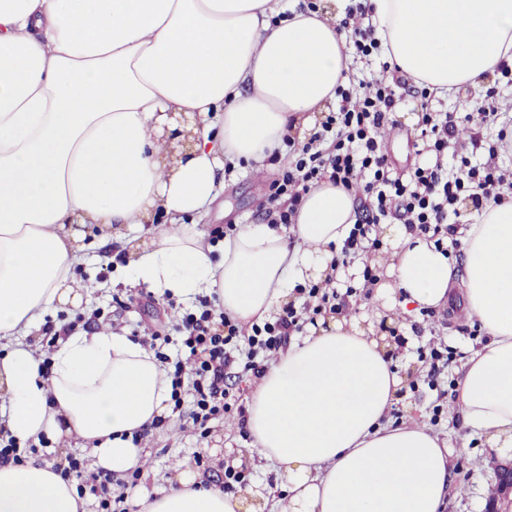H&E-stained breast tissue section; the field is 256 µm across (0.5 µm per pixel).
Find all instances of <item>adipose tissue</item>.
<instances>
[{
    "label": "adipose tissue",
    "mask_w": 512,
    "mask_h": 512,
    "mask_svg": "<svg viewBox=\"0 0 512 512\" xmlns=\"http://www.w3.org/2000/svg\"><path fill=\"white\" fill-rule=\"evenodd\" d=\"M390 66L444 97L512 68V0H367ZM345 36L319 11L282 0H0V414L20 444L80 439L96 466L123 476L147 454L132 435L170 411L155 355L102 328L59 337L52 369L17 334L84 290L79 224L165 218L112 279L179 302L216 296L241 323L269 318L299 285L327 275L354 221V196L322 183L295 225L245 224L211 242L190 216L224 187L226 169H263L287 132L305 134L349 69ZM195 122L192 147L166 130ZM464 270L426 236L395 232L380 306L402 315L447 305L461 283L484 334L457 383L454 409L491 452L512 456V200L462 230ZM401 380L356 314L290 343L247 407L252 450L276 468L280 512H441L452 452L422 423L391 422ZM141 512H241L184 475L134 490ZM0 512H86L50 467H0Z\"/></svg>",
    "instance_id": "ef3b65f1"
}]
</instances>
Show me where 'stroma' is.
Segmentation results:
<instances>
[{"label":"stroma","instance_id":"stroma-1","mask_svg":"<svg viewBox=\"0 0 512 512\" xmlns=\"http://www.w3.org/2000/svg\"><path fill=\"white\" fill-rule=\"evenodd\" d=\"M421 90L411 86L401 92V101L394 114L396 128L386 131L384 140L392 161L405 169L416 163L417 158L410 145L418 133L421 111ZM276 170L259 173L240 170L224 177V189L207 213L197 216L200 228L209 235H216L224 225L255 224L261 217L259 204L269 193ZM88 248L76 265L78 280L91 284L87 298L90 309L100 311L101 324L140 339L154 325L166 320L167 309L177 307L186 311V304H171L170 300L153 295L144 287L124 288L112 284L111 277L103 273L104 248L96 244L97 231L89 225L80 226ZM469 320L460 313L436 308L433 317L425 323L422 334L411 333V319H392V326L405 331L407 347L395 361L399 375L405 376L408 385L403 388V398L392 410L393 416L413 415L425 422L434 433L446 438L453 452L451 489L445 504V512H487L490 501H497L500 512H512V500L499 498L492 456L478 439L469 435L461 416H453L448 406L455 397L450 384L456 381L458 372L471 346L477 345L478 337L466 332ZM447 344L452 361L437 386L425 380L418 360L419 351L430 343ZM250 437L240 436L237 417L225 415L209 424L207 437H200L191 423L171 414L165 429L153 432L141 440L140 445L148 453L146 469L140 484L150 490L167 487L168 481L179 472L202 475L203 470L195 462L196 454L209 456L215 473L224 470L245 471L261 506V512H272L274 502L267 495L266 486L274 479L267 461L249 452Z\"/></svg>","mask_w":512,"mask_h":512}]
</instances>
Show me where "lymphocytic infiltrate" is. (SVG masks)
<instances>
[{
	"instance_id": "obj_1",
	"label": "lymphocytic infiltrate",
	"mask_w": 512,
	"mask_h": 512,
	"mask_svg": "<svg viewBox=\"0 0 512 512\" xmlns=\"http://www.w3.org/2000/svg\"><path fill=\"white\" fill-rule=\"evenodd\" d=\"M368 17V7L357 0L338 24L347 43L363 57L382 49ZM404 85L403 79L395 78L357 89L338 87L337 110L328 113L307 141L299 143L284 136L285 152L269 156V164L279 168V177L271 184L263 206L266 223L294 224L306 192L324 181L351 193H363L361 209L337 256L342 264L351 258L365 259L363 284L341 292L327 279L299 288V303L285 305L273 320L252 324L247 330L225 315L214 300L200 299L197 311L183 314L175 326L181 355L171 361L168 372L172 402L181 404L186 393L192 397L194 427L205 429L211 420L233 409L238 397L230 372L235 366L262 377L267 355L284 350L306 318L343 312L353 296L375 285L377 276L368 258L380 248L377 225L397 219L409 232L429 234L442 243L455 238L463 208L477 212L488 203L502 202L512 192V171L498 163L512 129L501 126L495 141L485 143V162L474 165L464 159L452 171L448 150L458 142L460 119L427 107L421 111L423 147L432 160L414 167L407 177L393 176L378 132L391 123L400 100L397 90ZM53 470L67 483L92 478L90 490L97 499L98 512H112L114 503L125 500L124 495H113L111 472L101 468L86 475L82 459L65 457L54 463Z\"/></svg>"
}]
</instances>
